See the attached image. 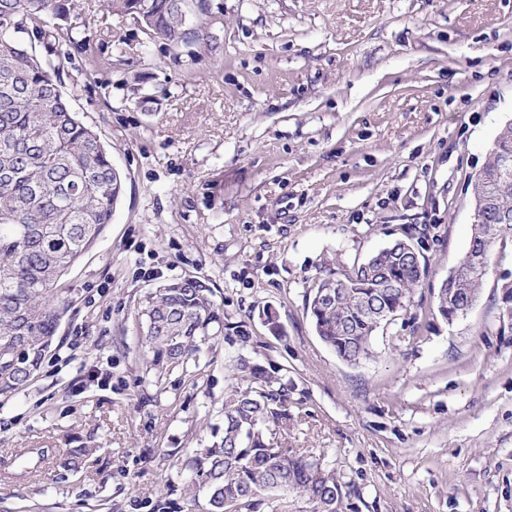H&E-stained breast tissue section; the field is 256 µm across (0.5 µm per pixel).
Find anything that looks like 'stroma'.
Instances as JSON below:
<instances>
[{"label": "stroma", "mask_w": 512, "mask_h": 512, "mask_svg": "<svg viewBox=\"0 0 512 512\" xmlns=\"http://www.w3.org/2000/svg\"><path fill=\"white\" fill-rule=\"evenodd\" d=\"M69 3L90 47L47 62L125 187L61 281L68 308L40 372L0 401V512H149L158 497L184 512L178 458L243 386L240 353L285 387L277 440L335 469L349 512H512V319L497 286L512 245L466 315L434 310L469 246L468 180L512 121V0H210L193 21L217 45L190 55L102 0ZM404 236L427 263L418 306L348 365L305 291ZM189 277L231 328L158 379L134 312ZM73 438L96 448L76 472Z\"/></svg>", "instance_id": "obj_1"}]
</instances>
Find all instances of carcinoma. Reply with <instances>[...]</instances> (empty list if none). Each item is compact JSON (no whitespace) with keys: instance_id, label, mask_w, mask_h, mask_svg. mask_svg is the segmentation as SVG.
<instances>
[{"instance_id":"obj_1","label":"carcinoma","mask_w":512,"mask_h":512,"mask_svg":"<svg viewBox=\"0 0 512 512\" xmlns=\"http://www.w3.org/2000/svg\"><path fill=\"white\" fill-rule=\"evenodd\" d=\"M108 10L132 17L150 39L187 49L216 42L211 30L192 25L208 0H104ZM65 0H0V397L25 387L52 345L66 300L60 281L102 236L124 190L100 136L82 123L29 49L28 34L52 48L75 42ZM477 181L483 220L471 228L468 251L475 265L440 287L435 311L447 319L477 301L507 243H512V129L501 133ZM427 273L426 262L394 241L371 262L355 261L344 285L316 278L305 305L320 340L338 359L358 365L373 356L372 313L401 316ZM196 279L164 283L144 300L138 320L142 359L160 378L196 365L203 345L224 330V316ZM236 369L250 385L224 396L221 435L179 459L191 485L206 489L203 512H258L269 498L293 494L310 512H346L350 486L308 456L271 441L285 413L282 390L254 358ZM95 448L80 442L67 452L77 469Z\"/></svg>"}]
</instances>
